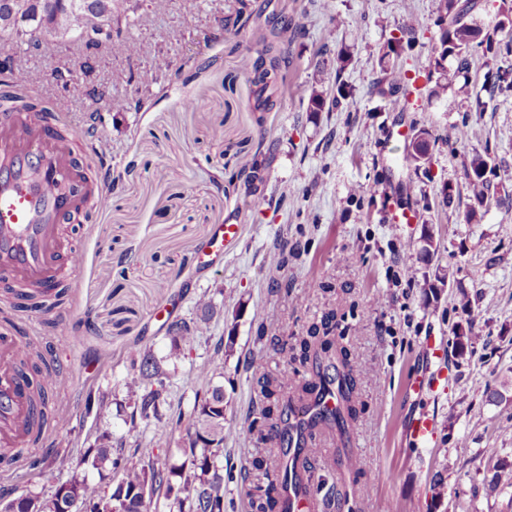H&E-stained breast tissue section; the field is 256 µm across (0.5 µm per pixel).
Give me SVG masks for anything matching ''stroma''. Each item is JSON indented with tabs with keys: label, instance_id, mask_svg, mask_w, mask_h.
Segmentation results:
<instances>
[{
	"label": "stroma",
	"instance_id": "obj_1",
	"mask_svg": "<svg viewBox=\"0 0 512 512\" xmlns=\"http://www.w3.org/2000/svg\"><path fill=\"white\" fill-rule=\"evenodd\" d=\"M241 1L169 0L158 13L132 0L112 24L113 35L138 44L131 59L104 46L87 55L76 38L7 47L26 57V80L40 96L66 97L64 122L100 113L102 156L79 159L110 171L112 203L67 227L83 255L69 298L28 321L14 314L29 335L55 340L68 419L48 431L44 468L0 474V499L49 496L105 432L181 464L183 434L130 427L125 410L86 412L85 397L100 390L125 403L129 347L164 357L171 324L198 320L205 296L210 330L170 370L164 411L188 416L209 387L194 379L195 367L223 365L225 512H252L239 473L256 456L272 471L284 459L280 446L259 451L248 438L259 371L291 373L280 345H297L327 319L354 367L359 413L313 444L314 512H383L389 502L398 512H512L511 485L483 492L496 467L512 463V86L494 85L497 72L512 69V33L494 29L512 0H476L472 15L493 32L496 51L471 46L467 89L441 93L427 79L438 0H330L327 11L318 0H245V24ZM410 13L421 25L407 42L401 26ZM286 22L305 35L286 50V83L259 91L241 60ZM391 42L415 80L395 104L383 94L380 65ZM60 68L72 72L68 86L54 79ZM142 71L165 80L144 91L140 110H112L110 99L132 94L129 77ZM314 86L339 95V106L308 111ZM190 97L198 108L185 107ZM421 129L430 160L414 169L403 156ZM244 153L260 171L249 185L233 179ZM476 155L494 166L495 200L470 223L464 168ZM405 210L414 220L395 222ZM229 221L240 230L223 261L201 264L215 227ZM282 245L293 253L269 272L267 256ZM464 296L474 311L465 342L455 333ZM436 375L438 392L415 390L414 381ZM420 414L438 426L425 446L406 433ZM349 456L358 472L344 467Z\"/></svg>",
	"mask_w": 512,
	"mask_h": 512
}]
</instances>
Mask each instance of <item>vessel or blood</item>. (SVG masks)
<instances>
[{
    "label": "vessel or blood",
    "instance_id": "obj_1",
    "mask_svg": "<svg viewBox=\"0 0 512 512\" xmlns=\"http://www.w3.org/2000/svg\"><path fill=\"white\" fill-rule=\"evenodd\" d=\"M83 135H60L56 123L24 112L0 115V286L32 287L47 293L63 274H76L78 252L64 247L60 227L76 222L88 205L103 206L111 196L104 185L84 182L74 152ZM239 227L216 228L205 254L219 261L224 244ZM22 338L0 330V447L27 445L34 413L29 377L19 364ZM434 419L421 416L410 427L414 443L433 441Z\"/></svg>",
    "mask_w": 512,
    "mask_h": 512
}]
</instances>
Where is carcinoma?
Returning a JSON list of instances; mask_svg holds the SVG:
<instances>
[{
    "label": "carcinoma",
    "instance_id": "obj_1",
    "mask_svg": "<svg viewBox=\"0 0 512 512\" xmlns=\"http://www.w3.org/2000/svg\"><path fill=\"white\" fill-rule=\"evenodd\" d=\"M121 0H0V41L21 39L31 36V42L39 45L34 38L38 33L64 41L79 37L85 49L96 50L107 44L115 55L131 57L138 52L135 44L123 39H110L105 42L96 38L98 29L112 27V15ZM474 10L472 3H459V0H438L437 37L428 44L430 63L438 73L436 87L446 90L453 86L459 77L467 74L470 66L464 52L477 39L482 28L470 18ZM29 25L24 31L16 27L17 22ZM395 49L391 46L384 50L380 62L386 71L387 94L395 97L409 93V81L406 72L390 61ZM454 56L458 60L455 70L443 65L445 59ZM24 60L8 56L0 62V101H5L19 110L41 112L49 117L61 110L56 101L36 95L30 86L18 79L17 74L23 70ZM251 77V83L266 89L268 84L285 80V75L277 73L276 65L269 63L263 55L249 57L244 67ZM343 95L337 89V96L327 99V93L311 89L308 96V109L311 112L322 111L326 104L338 106V97ZM429 160V140L427 132L420 131L417 142L407 151L404 161L410 165L421 166ZM493 172L489 161L483 157L474 158L465 170L466 179L478 205H483L488 198L490 180L487 174ZM236 178L250 182L256 178V165L246 155L239 158ZM68 289L62 288L54 294L51 301L44 299L42 293L31 291L24 294L27 307L40 311L49 310L63 303ZM207 332L206 319L193 323L186 321L173 325L170 330V348L164 361L175 363L193 346L197 338ZM301 354L293 357L299 368L310 366L318 382H306L302 385L286 376L281 384L292 389L288 403L279 409V419L292 414L308 416L300 423L299 437H315L324 426L342 429L357 416L355 389L356 376L348 360L346 350H340V367L336 374L322 371L319 351L311 350V343L303 340L300 344ZM133 366L139 372L132 374L125 381L127 396L134 400L132 414L143 420L155 419L167 429L182 427V421L163 419L162 407L166 402V371L148 352L134 349L131 351ZM20 364L32 374V403L38 409L28 428L29 441L37 445L42 440L46 427L50 425L51 414L48 411L49 392L53 384V368L45 362H36L30 352H22ZM274 391L270 383L262 382L258 395L256 410L248 425L256 443L265 444L269 440L266 433L268 420L274 413L271 398ZM336 400L334 408L320 405L325 396ZM110 402L104 393H89L85 406L89 411L101 414L109 409ZM227 423L224 414V386L216 385L209 394L194 403L186 427L190 440L191 459L175 469L159 462L152 448H139V459L132 461L125 455V449L112 444V436L103 434L95 447L85 452L77 461L70 480L60 484L49 497L23 493L9 500L4 512H73L75 505L82 506V512H149L153 498L162 497L169 501V512H224V428ZM253 489L251 504L257 512H273L277 505L280 512H290L288 502L275 499L272 494H281L288 490L309 493L311 481L306 470H299L295 465L282 463L276 473L275 481L264 482L268 474L263 470V460L252 462ZM109 472L111 483L89 478L88 472Z\"/></svg>",
    "mask_w": 512,
    "mask_h": 512
}]
</instances>
